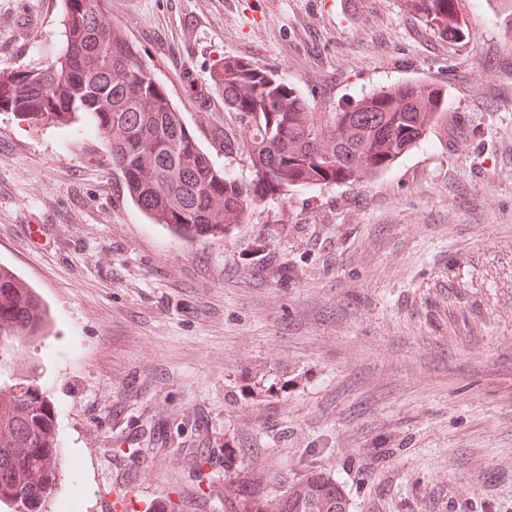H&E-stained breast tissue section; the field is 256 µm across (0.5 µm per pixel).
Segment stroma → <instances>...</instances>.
<instances>
[{"mask_svg": "<svg viewBox=\"0 0 512 512\" xmlns=\"http://www.w3.org/2000/svg\"><path fill=\"white\" fill-rule=\"evenodd\" d=\"M63 0H0V66L63 44ZM448 40L405 0H113L217 164L241 127L225 57L317 112L405 81L448 126L355 185L263 198L182 240L131 202L85 121L0 112V262L44 298L16 373L54 402L61 512H224L225 474L322 469L350 512H512V20L459 0Z\"/></svg>", "mask_w": 512, "mask_h": 512, "instance_id": "stroma-1", "label": "stroma"}]
</instances>
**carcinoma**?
<instances>
[{
	"mask_svg": "<svg viewBox=\"0 0 512 512\" xmlns=\"http://www.w3.org/2000/svg\"><path fill=\"white\" fill-rule=\"evenodd\" d=\"M440 34L457 0H409ZM112 0H65L58 55L37 68L0 67V112L36 122L95 124L128 195L183 239L217 238L258 200L287 188L356 184L385 172L448 120V88L402 82L337 112H314L288 81L226 59L212 83L243 126L250 176L218 166L189 132L164 86L108 21ZM39 296L0 264V368L42 334ZM63 465L52 400L38 383L0 376V512H43ZM224 512H350L330 475L268 481L224 477Z\"/></svg>",
	"mask_w": 512,
	"mask_h": 512,
	"instance_id": "carcinoma-1",
	"label": "carcinoma"
}]
</instances>
